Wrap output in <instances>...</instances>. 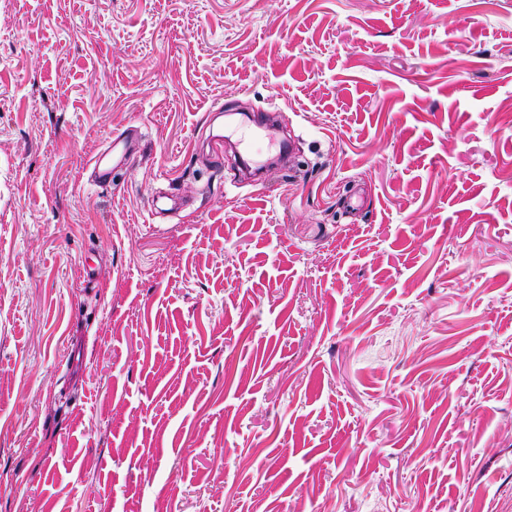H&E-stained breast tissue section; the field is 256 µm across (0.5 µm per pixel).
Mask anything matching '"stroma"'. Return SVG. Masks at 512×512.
<instances>
[{
  "mask_svg": "<svg viewBox=\"0 0 512 512\" xmlns=\"http://www.w3.org/2000/svg\"><path fill=\"white\" fill-rule=\"evenodd\" d=\"M220 105L293 167L241 182ZM476 502L512 512V0H13L0 512ZM134 130L127 129L116 134L108 146L91 161V182L100 187H112L117 169L128 168L138 154L133 138Z\"/></svg>",
  "mask_w": 512,
  "mask_h": 512,
  "instance_id": "35a3bbf8",
  "label": "stroma"
}]
</instances>
